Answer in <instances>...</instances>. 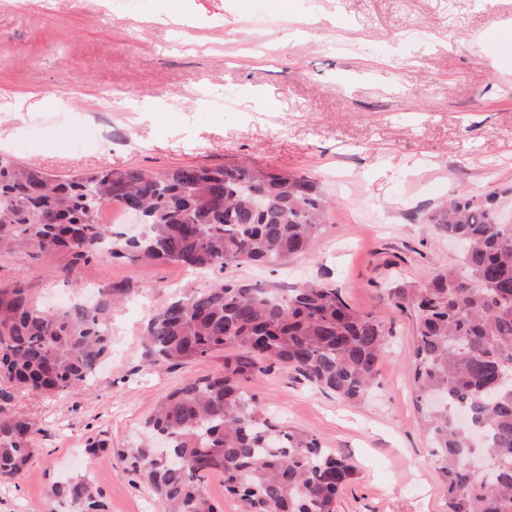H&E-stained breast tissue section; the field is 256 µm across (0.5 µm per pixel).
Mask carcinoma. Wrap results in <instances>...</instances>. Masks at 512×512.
<instances>
[{"label":"carcinoma","instance_id":"obj_1","mask_svg":"<svg viewBox=\"0 0 512 512\" xmlns=\"http://www.w3.org/2000/svg\"><path fill=\"white\" fill-rule=\"evenodd\" d=\"M512 187L460 194L425 220L465 242L466 274L441 270L423 288H400L397 305L416 312L411 352L415 400L448 496V512H512V225L496 219ZM140 207L147 230L130 238L98 221L105 204ZM331 201L304 176L245 164L90 170L69 179L0 155V251L30 244L69 256L68 272L93 261L176 263L194 271L286 261L310 247ZM127 288L95 303L41 309L24 285L0 287V385L53 394L89 380L108 357L106 314ZM390 330L355 309L341 290L307 282L286 294L233 280L190 289L145 329L151 363L184 365L224 352V372L188 379L146 420L131 465L161 512H217L203 480L224 474L244 512H336L351 480L349 459L267 417L242 381L278 364L341 399H361L375 382ZM478 432L493 480L465 464ZM37 430L0 408V479L21 475ZM85 479L55 484L50 496L76 512H101Z\"/></svg>","mask_w":512,"mask_h":512}]
</instances>
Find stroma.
<instances>
[{
  "instance_id": "stroma-1",
  "label": "stroma",
  "mask_w": 512,
  "mask_h": 512,
  "mask_svg": "<svg viewBox=\"0 0 512 512\" xmlns=\"http://www.w3.org/2000/svg\"><path fill=\"white\" fill-rule=\"evenodd\" d=\"M160 10L171 22L155 21ZM453 11L451 25L442 0H0L1 154L61 178L245 161L335 198L307 251L223 276L276 293L340 288L392 333L359 402L286 368L245 383L280 423L356 466L337 512H448L413 399L415 317L393 296L463 269L427 214L512 185V56L499 47L512 0H454ZM67 262L32 246L0 253V285L22 282L50 310L116 283L129 293L106 316L112 353L83 388L0 398L38 427L22 474L0 479V512H73L49 495L72 477L95 483L103 512H159L129 450L166 394L223 372L224 356L151 366L144 331L183 287L214 277L106 259L68 275ZM92 440L105 448L89 452Z\"/></svg>"
}]
</instances>
